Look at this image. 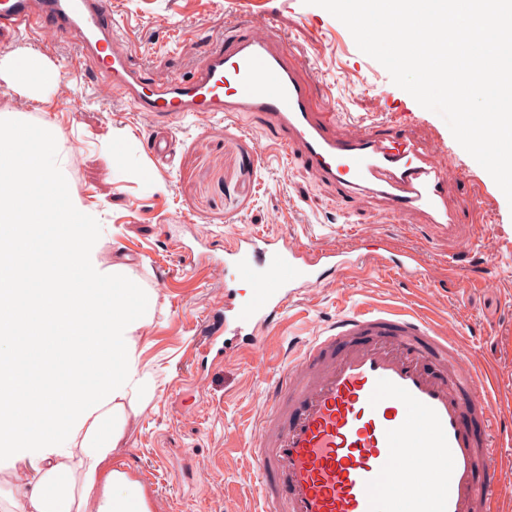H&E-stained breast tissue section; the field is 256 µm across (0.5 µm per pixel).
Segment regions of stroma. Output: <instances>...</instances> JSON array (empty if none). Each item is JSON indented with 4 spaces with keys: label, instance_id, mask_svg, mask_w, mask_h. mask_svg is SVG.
I'll use <instances>...</instances> for the list:
<instances>
[{
    "label": "stroma",
    "instance_id": "1",
    "mask_svg": "<svg viewBox=\"0 0 512 512\" xmlns=\"http://www.w3.org/2000/svg\"><path fill=\"white\" fill-rule=\"evenodd\" d=\"M127 32L123 51L146 77H183L213 40L246 17L269 16L283 49L311 75L317 108L353 122H402L425 145L442 141L474 183L453 182L449 202L479 192L480 205L455 234L414 212L390 213L366 194L322 181L298 153L279 155L266 122L230 125L204 113L144 121L131 104L101 97L94 71L74 39L0 32V62L29 57L53 66L36 98L0 77V120L50 127L64 159L63 185L93 216L87 231L100 262L131 268L153 292L140 332L138 364L152 394L130 415L112 467L137 482L150 512H261L258 467L249 448L277 370L295 358L338 313L357 306L406 305L455 336L479 360L495 402L497 452L505 481L498 512H512V204L454 139L437 114L396 86L361 52L347 27L303 0H110ZM176 136L174 158L151 152L157 133ZM315 240L368 252L383 237L423 250L428 279L371 268L301 291L276 321L258 330L263 368L206 352L204 338L224 325L223 280L215 258L248 233ZM475 238L470 283H448L459 240ZM196 264L187 266L186 251ZM493 287H482L484 277ZM222 487L223 497L211 494Z\"/></svg>",
    "mask_w": 512,
    "mask_h": 512
}]
</instances>
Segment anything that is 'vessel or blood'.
I'll return each mask as SVG.
<instances>
[{"mask_svg":"<svg viewBox=\"0 0 512 512\" xmlns=\"http://www.w3.org/2000/svg\"><path fill=\"white\" fill-rule=\"evenodd\" d=\"M79 38L101 80L135 111L159 117L209 112L229 123L253 114L272 127L281 151L347 193H367L391 211H412L454 230L474 206L448 204V174L410 133L373 123L332 130L313 101L315 84L278 49L275 32L252 25L225 38L189 77L145 83L122 49L107 0H0V29ZM389 269L421 270L423 254L378 244ZM363 256L292 237H239L224 251L255 283L249 304L224 301V353L264 356L254 325L273 320L298 291L341 279ZM253 454L267 512H495L502 480L488 394L460 340L405 307L337 316L279 370Z\"/></svg>","mask_w":512,"mask_h":512,"instance_id":"obj_1","label":"vessel or blood"}]
</instances>
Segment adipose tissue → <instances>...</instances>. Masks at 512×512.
<instances>
[{
  "label": "adipose tissue",
  "instance_id": "adipose-tissue-1",
  "mask_svg": "<svg viewBox=\"0 0 512 512\" xmlns=\"http://www.w3.org/2000/svg\"><path fill=\"white\" fill-rule=\"evenodd\" d=\"M49 129L0 123V252L22 253L29 272L0 270V335L20 337L0 357V457L26 470L20 500L32 512H130L143 493L112 470L135 405L147 394L135 356L152 311L126 265H103L88 236L80 200L44 166Z\"/></svg>",
  "mask_w": 512,
  "mask_h": 512
}]
</instances>
